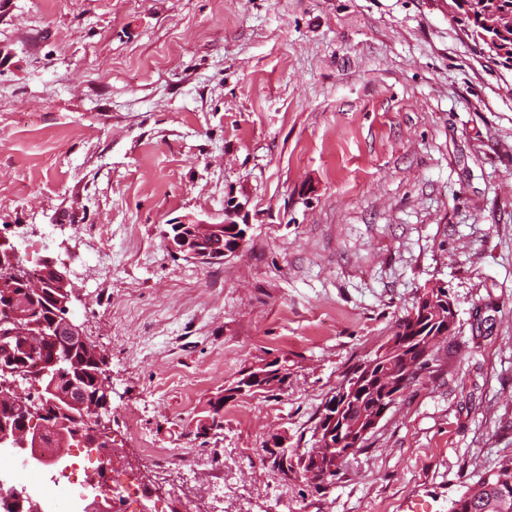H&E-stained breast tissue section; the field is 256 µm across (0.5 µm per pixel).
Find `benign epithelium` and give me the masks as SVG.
<instances>
[{
	"label": "benign epithelium",
	"mask_w": 512,
	"mask_h": 512,
	"mask_svg": "<svg viewBox=\"0 0 512 512\" xmlns=\"http://www.w3.org/2000/svg\"><path fill=\"white\" fill-rule=\"evenodd\" d=\"M240 205L230 200L224 205V222L210 223L188 216L171 225L166 233L169 247L196 264L208 265L237 251L247 231L234 221ZM40 276L30 275L28 267L15 249L0 251V402L6 413H0V446L18 448L29 457L62 459V447L74 440L85 448H96L101 456L108 454V440L103 414L110 408L112 388L105 384L101 356L88 340L81 325L71 316L70 279L67 272L52 260H40ZM53 293V318L37 323L39 298L43 287ZM36 348L41 359L31 366L20 352ZM45 378L67 379L64 388L45 387ZM31 389L20 390L19 380ZM284 371L265 364L244 373L242 382L212 402L220 408L235 394L282 385ZM40 421L35 427L29 415ZM60 439L61 447L47 448L44 438ZM347 448L336 456L321 457L312 453L307 483L313 488L329 484L332 472L339 469L343 456L358 450L359 440H344Z\"/></svg>",
	"instance_id": "obj_1"
}]
</instances>
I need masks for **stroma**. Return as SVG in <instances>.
<instances>
[{
	"instance_id": "35a3bbf8",
	"label": "stroma",
	"mask_w": 512,
	"mask_h": 512,
	"mask_svg": "<svg viewBox=\"0 0 512 512\" xmlns=\"http://www.w3.org/2000/svg\"><path fill=\"white\" fill-rule=\"evenodd\" d=\"M248 224L200 266L185 216ZM66 269L140 512H452L512 458V66L456 0H0V246ZM457 324L328 489L326 400L424 286ZM277 362L284 389L210 398ZM166 450L165 458L153 449ZM223 481L224 493L211 485ZM239 211V203L227 200L222 223H210L188 216L170 224L171 232H166L168 245L174 252L183 254L186 260L196 264L208 265L223 260L228 253H234L242 246L247 235L242 227L244 225L233 220ZM217 241H221V249L216 248ZM359 441V438H356L355 440H353L351 437L346 438L342 442V445L347 444L348 446L343 451H341V455H327L326 459L321 457L322 452L318 450L312 453L313 459L309 465V471L305 473L307 483L313 488H320L328 485L331 473L334 471L337 472L344 455L354 453L358 450ZM348 456L349 455L343 459L342 463L347 459Z\"/></svg>"
}]
</instances>
